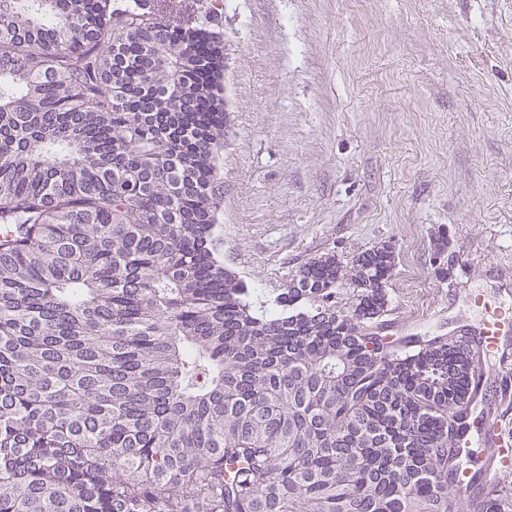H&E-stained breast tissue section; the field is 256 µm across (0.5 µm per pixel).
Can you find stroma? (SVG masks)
<instances>
[{
	"instance_id": "stroma-1",
	"label": "stroma",
	"mask_w": 512,
	"mask_h": 512,
	"mask_svg": "<svg viewBox=\"0 0 512 512\" xmlns=\"http://www.w3.org/2000/svg\"><path fill=\"white\" fill-rule=\"evenodd\" d=\"M226 49L224 263L285 287L388 242V336L447 334L512 277V0H154Z\"/></svg>"
}]
</instances>
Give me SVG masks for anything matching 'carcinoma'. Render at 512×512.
Instances as JSON below:
<instances>
[{"label": "carcinoma", "instance_id": "carcinoma-1", "mask_svg": "<svg viewBox=\"0 0 512 512\" xmlns=\"http://www.w3.org/2000/svg\"><path fill=\"white\" fill-rule=\"evenodd\" d=\"M150 2L0 0V512H459L479 339L382 335L386 242L224 267L223 49Z\"/></svg>", "mask_w": 512, "mask_h": 512}]
</instances>
